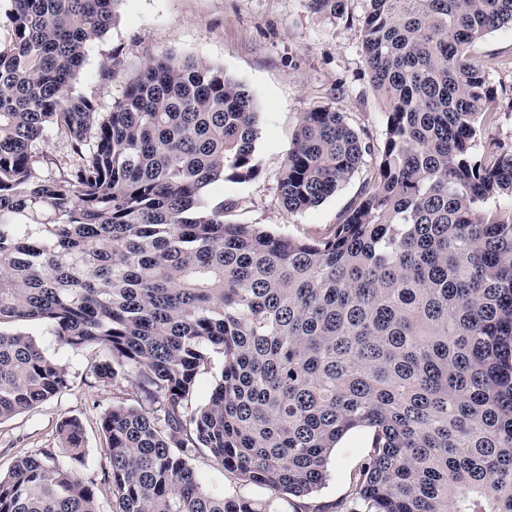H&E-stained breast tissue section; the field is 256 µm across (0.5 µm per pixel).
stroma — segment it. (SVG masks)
<instances>
[{"instance_id":"35a3bbf8","label":"stroma","mask_w":512,"mask_h":512,"mask_svg":"<svg viewBox=\"0 0 512 512\" xmlns=\"http://www.w3.org/2000/svg\"><path fill=\"white\" fill-rule=\"evenodd\" d=\"M366 10V0H345L343 15L336 17L314 12L310 0H121L107 33L89 45L74 91L111 106L151 58L168 52L222 67L254 96L260 172L247 181L214 183L205 193L206 203H224L227 220L238 224H260L296 237L323 232L340 221L376 169L378 156L366 157L334 194L299 212L283 209L278 179L304 113L329 108L341 113L361 137L382 142L384 106L372 86L363 51ZM469 54L483 63L502 99L498 120L484 130L483 138L512 146V26L477 40ZM37 148L44 156L36 168L41 178H56L74 162L67 142L54 132H45ZM5 330L31 336L46 355L68 367L72 385L69 391L0 421V473H7L17 456L41 448L54 449L59 460H67L58 426L68 418L78 420L84 430L83 472L100 473L106 440L99 419L113 401L137 404L135 384L99 382L93 367L100 352L62 345L47 323L18 321ZM368 439L367 431L357 430L331 451L326 481L317 493L320 500L348 497L349 473L365 456ZM190 464L213 494L246 496L270 512H294L295 497L225 474L208 451L196 453Z\"/></svg>"}]
</instances>
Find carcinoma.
I'll return each mask as SVG.
<instances>
[{
  "instance_id": "carcinoma-1",
  "label": "carcinoma",
  "mask_w": 512,
  "mask_h": 512,
  "mask_svg": "<svg viewBox=\"0 0 512 512\" xmlns=\"http://www.w3.org/2000/svg\"><path fill=\"white\" fill-rule=\"evenodd\" d=\"M120 0H10L0 41V325L50 324L96 347L99 381L151 387L152 412L100 417L113 512H267L205 492V448L295 512H512V148L478 143L498 94L472 43L512 0H369L363 49L384 103L373 182L327 233L224 220L204 193L260 170L257 106L224 69L164 54L107 111L74 94ZM344 13V0H311ZM76 163L35 171L46 130ZM372 146L329 108L304 113L278 180L318 205ZM224 367L193 406L210 353ZM32 337L0 331V420L70 389ZM372 437L351 500L314 493L337 442ZM83 461V430L59 424ZM96 480L41 448L0 474V512H100Z\"/></svg>"
}]
</instances>
